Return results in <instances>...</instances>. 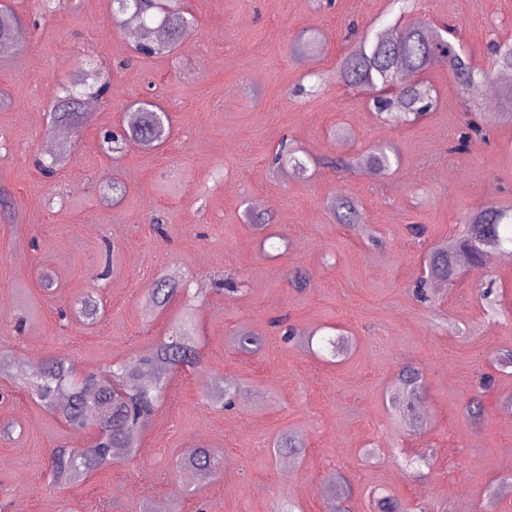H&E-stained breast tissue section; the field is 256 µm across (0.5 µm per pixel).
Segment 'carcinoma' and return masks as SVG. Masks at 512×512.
I'll list each match as a JSON object with an SVG mask.
<instances>
[{
  "label": "carcinoma",
  "mask_w": 512,
  "mask_h": 512,
  "mask_svg": "<svg viewBox=\"0 0 512 512\" xmlns=\"http://www.w3.org/2000/svg\"><path fill=\"white\" fill-rule=\"evenodd\" d=\"M117 8L113 23H122L121 16L129 14L139 20L140 31L136 50L147 57L173 52L192 33L194 21L186 17L181 0H113ZM455 28L445 25L423 29L408 23L392 35L386 31L368 33L357 38L353 47L336 65V80L352 91L367 95L369 107L385 123L414 124L433 108L436 99L432 86L424 78L429 66L438 57L445 60L448 72L456 82L469 91L493 78L499 71H512V45H495L490 67L480 73L470 58L449 44L447 36ZM24 30L13 10L0 8V44H13L23 39ZM107 82L86 74L79 83L65 89L66 97L101 98L107 92ZM135 121L122 126L118 134L103 135L100 148L114 153L129 140L147 149L160 146L171 129V117L150 102L134 109ZM497 113H490L485 123L468 121L462 125L450 152L462 153L472 143L486 138V126L495 122ZM299 149L281 142L274 163L290 166L300 174L306 170ZM398 150L389 142L378 143L355 159H338L331 164L342 171L384 174L400 166ZM330 211L336 222L347 226L364 239L374 238L360 205L345 196H336ZM464 230L447 242L435 246L426 257L427 277L417 285L420 301H430L426 289L429 282L450 284L459 274L457 258L464 255L472 268L483 267L490 250L512 245V209L488 202L472 213L462 216ZM178 292L173 281L161 277L145 291L144 310L152 313L165 306ZM236 350L255 355L263 347L256 332L240 328L233 337ZM197 344L193 334L182 329L173 336L108 370L114 381L123 387L125 398L112 397L110 387L101 373L77 374L62 360H48L19 378L24 387L36 389L41 404L48 412L59 416L75 430L97 428L102 433L98 443L87 448H57L51 455V475L55 483L70 486L84 481L92 472L115 459L135 456L141 446V436L151 422L163 392L169 384L168 374L184 367L195 366ZM424 373L419 367L406 364L396 378L392 404L416 427L415 416L423 393ZM242 390L231 385H216L206 392L213 403L228 409L235 406ZM306 448L296 429L283 431L277 450L290 456L300 455ZM177 472L188 471L202 479H212L220 473L218 454L205 447L193 449L176 463Z\"/></svg>",
  "instance_id": "1"
}]
</instances>
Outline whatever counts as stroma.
Returning a JSON list of instances; mask_svg holds the SVG:
<instances>
[{"label":"stroma","mask_w":512,"mask_h":512,"mask_svg":"<svg viewBox=\"0 0 512 512\" xmlns=\"http://www.w3.org/2000/svg\"><path fill=\"white\" fill-rule=\"evenodd\" d=\"M196 32L173 57L137 54L126 29L113 26L112 0H11L25 26L23 44L0 55V355L14 363L62 359L77 372L100 371L195 324L200 364L174 373L137 457L105 466L83 482L53 485V449L83 448L71 430L26 389L0 377V500L8 512H141L164 501L168 512H328L330 495L311 485L343 476L355 512L372 495L392 494L428 512H512V373L498 371V350L512 347V317L494 318L477 294L492 285L512 310V263L462 267L437 289L446 316L434 323L413 294L427 248L457 235L461 217L493 201L512 208V119L464 154L450 152L466 112H512V82L496 100L459 86L443 65L428 77L439 103L422 122L390 127L363 95L333 82L298 93L327 75L358 31L412 20L456 27L474 67L490 62L489 44L512 43V0H183ZM318 33L319 52L299 50ZM103 73L107 95L88 120L66 130L63 165L45 177L35 165L61 130L51 113L60 86L78 69ZM151 100L173 127L156 150L104 154L102 130L127 122L130 106ZM297 144L305 177L272 162L281 139ZM396 145L400 169L381 178L341 172L330 157L370 145ZM125 183L112 200L106 186ZM358 200L378 244L337 224L326 202ZM269 197L270 223L257 232L244 210ZM425 227L414 241L407 227ZM310 281L291 286V274ZM181 291L145 316L142 297L157 277ZM231 277L238 292L219 291ZM102 308L84 324L70 310L86 295ZM318 330L313 350L285 344L277 326ZM263 338L259 355L237 352L240 326ZM345 330V360L316 350L332 328ZM423 369L422 429L409 430L390 408L398 370ZM495 375L482 396L485 416L466 406L479 374ZM248 391L237 408L209 405L213 379ZM303 430L307 448L284 474L273 446L280 431ZM206 446L223 456L218 478L177 475L176 457ZM186 488L173 496L174 482Z\"/></svg>","instance_id":"stroma-1"}]
</instances>
